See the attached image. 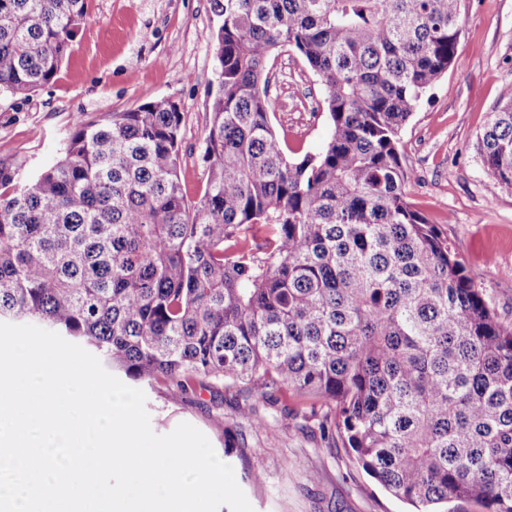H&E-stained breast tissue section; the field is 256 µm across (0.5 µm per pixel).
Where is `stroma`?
I'll return each instance as SVG.
<instances>
[{
	"label": "stroma",
	"instance_id": "35a3bbf8",
	"mask_svg": "<svg viewBox=\"0 0 512 512\" xmlns=\"http://www.w3.org/2000/svg\"><path fill=\"white\" fill-rule=\"evenodd\" d=\"M210 0H90L55 80L30 96L0 95V163L32 175L53 164L78 124L101 122L159 98L176 102L182 191L196 202L206 185L204 138L215 92ZM457 57L422 97L400 137L410 174L407 198L435 224L499 321L512 323V188L490 178L476 150L504 87L512 85V0H462ZM278 78L271 110L277 136L317 152L330 135L318 78L293 51L272 56ZM152 430L187 422L232 466L254 512H408L349 457L326 447L318 428L284 424L263 409L245 419L250 396L223 385L176 396L141 381ZM264 470L253 483V466Z\"/></svg>",
	"mask_w": 512,
	"mask_h": 512
}]
</instances>
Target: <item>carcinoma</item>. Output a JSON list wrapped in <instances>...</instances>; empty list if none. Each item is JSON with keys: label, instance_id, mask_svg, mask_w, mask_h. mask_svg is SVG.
<instances>
[{"label": "carcinoma", "instance_id": "obj_1", "mask_svg": "<svg viewBox=\"0 0 512 512\" xmlns=\"http://www.w3.org/2000/svg\"><path fill=\"white\" fill-rule=\"evenodd\" d=\"M89 0H0V93L57 75ZM206 187L180 186L178 104L81 123L33 176L0 166V317L33 319L133 380L204 381L321 415L386 490L440 512H512V325L408 202L400 131L454 63L461 0H210ZM318 76L331 134L276 135L269 66ZM512 188V87L478 137ZM295 407H288V397Z\"/></svg>", "mask_w": 512, "mask_h": 512}]
</instances>
